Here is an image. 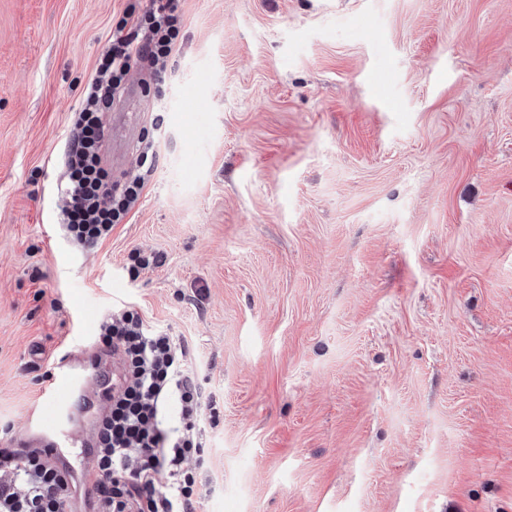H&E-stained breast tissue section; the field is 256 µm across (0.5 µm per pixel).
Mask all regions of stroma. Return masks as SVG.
Instances as JSON below:
<instances>
[{"mask_svg": "<svg viewBox=\"0 0 512 512\" xmlns=\"http://www.w3.org/2000/svg\"><path fill=\"white\" fill-rule=\"evenodd\" d=\"M129 2L0 0V447L96 353L78 308H126L218 411L195 512H512V0H180L102 155L157 169L82 247L71 117Z\"/></svg>", "mask_w": 512, "mask_h": 512, "instance_id": "obj_1", "label": "stroma"}]
</instances>
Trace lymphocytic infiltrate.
Returning <instances> with one entry per match:
<instances>
[{
	"label": "lymphocytic infiltrate",
	"instance_id": "lymphocytic-infiltrate-1",
	"mask_svg": "<svg viewBox=\"0 0 512 512\" xmlns=\"http://www.w3.org/2000/svg\"><path fill=\"white\" fill-rule=\"evenodd\" d=\"M179 0H151L145 10L129 5L89 79L83 107L75 113L67 153V199L58 213L68 236L90 246L108 238L138 205L156 169L143 155L141 172L111 183L101 166L103 114L132 62L155 63L175 51L180 35ZM98 341L120 352L123 378L107 413L97 420L94 512H192L196 475L188 460L205 463L200 396L174 337L148 331L126 309L106 316ZM177 395L181 428L162 427L164 401ZM76 482L45 448H0V512H75Z\"/></svg>",
	"mask_w": 512,
	"mask_h": 512
}]
</instances>
